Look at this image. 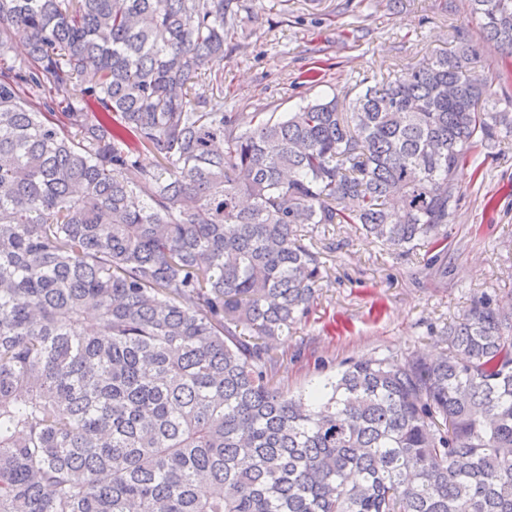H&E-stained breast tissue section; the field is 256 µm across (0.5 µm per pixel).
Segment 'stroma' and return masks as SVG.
Listing matches in <instances>:
<instances>
[{
    "label": "stroma",
    "mask_w": 512,
    "mask_h": 512,
    "mask_svg": "<svg viewBox=\"0 0 512 512\" xmlns=\"http://www.w3.org/2000/svg\"><path fill=\"white\" fill-rule=\"evenodd\" d=\"M224 41V109L250 125L272 106L291 112L318 97L354 95L380 74L453 46L464 27L477 43L475 76L512 88V56L486 41L465 0H245ZM459 173L460 201L446 235L445 275L430 245L395 250L354 224H307L323 262L309 316L273 346L275 384L290 396L322 385L362 358L436 355L442 328L483 294L512 298V136L477 148Z\"/></svg>",
    "instance_id": "obj_1"
}]
</instances>
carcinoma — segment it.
Instances as JSON below:
<instances>
[{
	"instance_id": "carcinoma-1",
	"label": "carcinoma",
	"mask_w": 512,
	"mask_h": 512,
	"mask_svg": "<svg viewBox=\"0 0 512 512\" xmlns=\"http://www.w3.org/2000/svg\"><path fill=\"white\" fill-rule=\"evenodd\" d=\"M467 2L512 55V0ZM240 7L0 0V512H512L511 307L297 398L266 343L321 278L298 225L447 251L459 169L512 136L478 46L243 128Z\"/></svg>"
}]
</instances>
